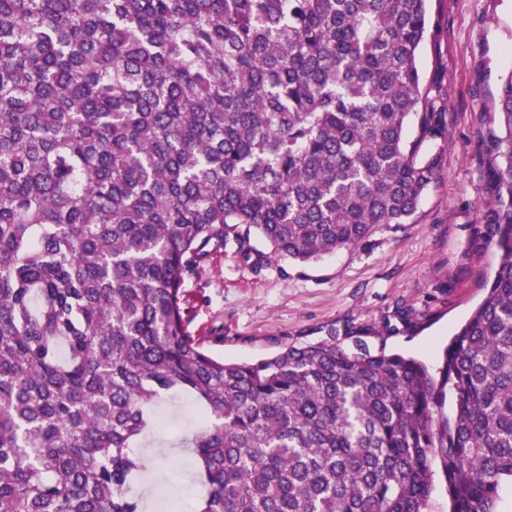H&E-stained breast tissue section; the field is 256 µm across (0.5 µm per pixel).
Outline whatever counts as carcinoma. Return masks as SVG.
<instances>
[{
  "mask_svg": "<svg viewBox=\"0 0 512 512\" xmlns=\"http://www.w3.org/2000/svg\"><path fill=\"white\" fill-rule=\"evenodd\" d=\"M429 2L0 0V512H143L135 448L173 392L207 420L195 512H430L438 472L449 512H496L512 74L463 253L497 264L441 367L350 322L229 362L186 321L223 249L308 263L417 221L447 133L416 64Z\"/></svg>",
  "mask_w": 512,
  "mask_h": 512,
  "instance_id": "obj_1",
  "label": "carcinoma"
}]
</instances>
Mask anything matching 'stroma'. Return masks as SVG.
<instances>
[{
    "label": "stroma",
    "mask_w": 512,
    "mask_h": 512,
    "mask_svg": "<svg viewBox=\"0 0 512 512\" xmlns=\"http://www.w3.org/2000/svg\"><path fill=\"white\" fill-rule=\"evenodd\" d=\"M422 85L448 130L445 165L423 197L414 224L380 225L370 239L308 264L272 260L260 270L241 265L233 250L185 284L188 329L214 354L251 361L283 344L318 338L327 324L352 321L360 328L416 315L415 329L369 338L389 350L436 364L448 338L485 295L497 256L493 248L464 255V224L475 221L491 192L482 164L481 136L496 110L501 78L512 74V0H431L430 23L417 58ZM466 259L467 274L442 288L448 269ZM158 425L144 433L143 454L158 463L133 484L146 506L157 497L183 502L194 465L186 447L200 418L193 404L165 396L152 408Z\"/></svg>",
    "instance_id": "obj_1"
}]
</instances>
